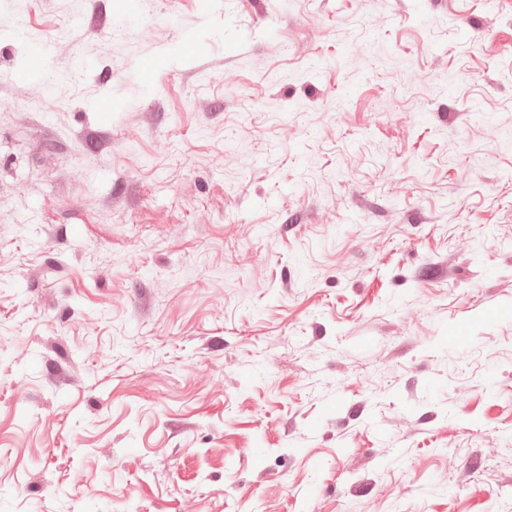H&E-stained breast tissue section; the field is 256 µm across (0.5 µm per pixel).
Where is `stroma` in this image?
Wrapping results in <instances>:
<instances>
[{
	"label": "stroma",
	"mask_w": 512,
	"mask_h": 512,
	"mask_svg": "<svg viewBox=\"0 0 512 512\" xmlns=\"http://www.w3.org/2000/svg\"><path fill=\"white\" fill-rule=\"evenodd\" d=\"M1 71L0 512H512V0H0Z\"/></svg>",
	"instance_id": "stroma-1"
}]
</instances>
